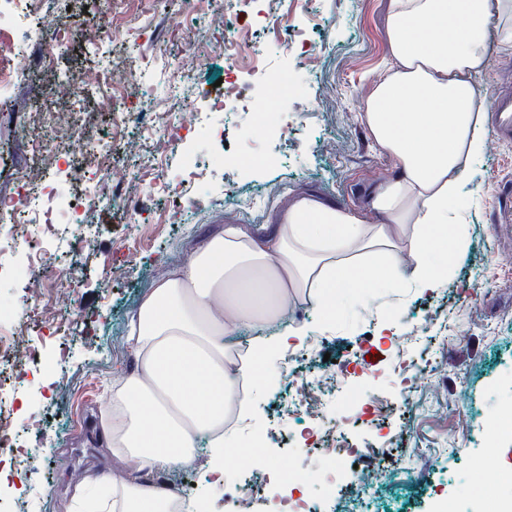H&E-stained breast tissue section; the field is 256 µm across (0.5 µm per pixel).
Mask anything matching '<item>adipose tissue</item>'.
I'll return each mask as SVG.
<instances>
[{"mask_svg": "<svg viewBox=\"0 0 512 512\" xmlns=\"http://www.w3.org/2000/svg\"><path fill=\"white\" fill-rule=\"evenodd\" d=\"M493 40L512 49V0H389L392 63L359 116L397 175L374 179L361 210L300 192L267 234L224 225L142 295L123 339L137 368L113 372L104 396L108 462L74 478L67 512H174L177 498L151 477L197 469L203 438L208 473L251 462L229 421L254 412L264 368L310 335L289 310L332 322L360 289L447 281L468 241L462 199L478 197L473 164L492 145L495 97L477 77ZM243 329L247 364L228 350Z\"/></svg>", "mask_w": 512, "mask_h": 512, "instance_id": "obj_1", "label": "adipose tissue"}]
</instances>
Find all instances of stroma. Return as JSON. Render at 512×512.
<instances>
[{
	"label": "stroma",
	"mask_w": 512,
	"mask_h": 512,
	"mask_svg": "<svg viewBox=\"0 0 512 512\" xmlns=\"http://www.w3.org/2000/svg\"><path fill=\"white\" fill-rule=\"evenodd\" d=\"M262 8L261 0H238L217 26L211 7L200 0L187 14L168 11L165 0H117L118 17L148 29L147 35H131L130 47H113L114 54H131L140 65L134 84L117 95L127 112L146 99L164 104L165 66H177L185 55L198 52L195 78L204 92L180 107L185 130L163 166L184 179L194 161L209 162L207 181L215 191L175 197L130 186L131 209L112 208L111 221H98L95 238L81 255L75 295L81 317L72 335L49 333L41 316L29 311L28 280L0 275V309L19 317L21 337L36 353L35 361L19 371L0 364V382L13 396L18 443L30 451L22 461L0 459V512H14L20 502L28 503L30 512H65L77 468L102 461L101 396L113 370L135 367L117 339L164 264L181 262L224 223L263 232L298 190L360 209L373 176L395 173L394 160L373 142L356 112L370 93L372 76L389 64L388 0H310L302 10L280 7L277 18L269 20L262 19ZM105 9L103 0H59L60 25L69 36L60 55L53 51L52 34L39 36L24 26L9 30L30 65L28 80L7 102L12 111L69 110L68 79L93 76L102 62L83 42L81 29L95 23L100 33H108ZM234 28L248 33L263 58L288 65L295 74L293 94L270 104L280 114L287 139H267L254 121L258 86L250 76L226 104L223 139L209 137L199 125L208 100L224 93L217 84L226 68L219 45L225 31ZM300 30L308 39L307 63L284 52ZM490 51V66L480 80L499 99L512 100V50L494 45ZM83 111L82 140L111 138V161L122 173L155 154V131L135 120L111 128L100 94L86 95ZM247 134L259 146L280 152L281 164L231 170L220 163L224 153L240 151ZM36 136L0 117V188H8L12 168L29 160L28 144ZM476 170L480 201L467 217L468 247L449 257L452 274L441 288H385L375 305H355L328 325L320 324L315 312L293 311L296 321L314 327L315 342L287 375H274L277 396L259 400L255 433L239 435L240 446L254 451L257 460L243 478L225 480L209 495L211 512H231L243 481L254 494L256 512H269L266 477L282 462L290 472L310 476L309 493L319 512H343L346 485L330 493L316 479L323 452L299 451L290 441L304 428L396 472V485L380 493L384 512H491L497 499L512 495V484L487 480L488 462H512V429L495 431L485 424L488 414L512 407V220L496 216L499 188L512 182V142L493 145ZM119 264L122 278L107 282V271ZM431 314L435 324L422 326V316ZM402 354L432 369L410 408L399 396L394 370ZM335 364L348 365V386L361 391L355 421L340 432L331 430L327 420L287 413V406L298 402L290 381L321 375ZM62 367L71 395L57 406L51 395ZM33 417L40 419V428L28 427Z\"/></svg>",
	"instance_id": "35a3bbf8"
}]
</instances>
